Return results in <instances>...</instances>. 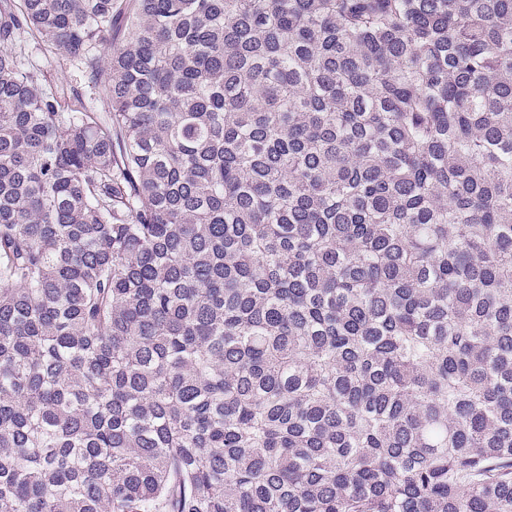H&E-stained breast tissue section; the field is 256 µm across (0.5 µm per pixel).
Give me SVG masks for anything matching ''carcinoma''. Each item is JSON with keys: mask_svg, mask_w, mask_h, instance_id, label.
Wrapping results in <instances>:
<instances>
[{"mask_svg": "<svg viewBox=\"0 0 512 512\" xmlns=\"http://www.w3.org/2000/svg\"><path fill=\"white\" fill-rule=\"evenodd\" d=\"M0 512H512V0H0ZM25 41L29 60L44 69L48 83L51 86L63 84L68 88L78 89L86 101L90 97H94V90L91 84L88 83L84 69L78 64L72 62H60L59 64L56 60L48 57L43 45L41 43L39 45L38 40L31 35L26 34Z\"/></svg>", "mask_w": 512, "mask_h": 512, "instance_id": "obj_1", "label": "carcinoma"}]
</instances>
